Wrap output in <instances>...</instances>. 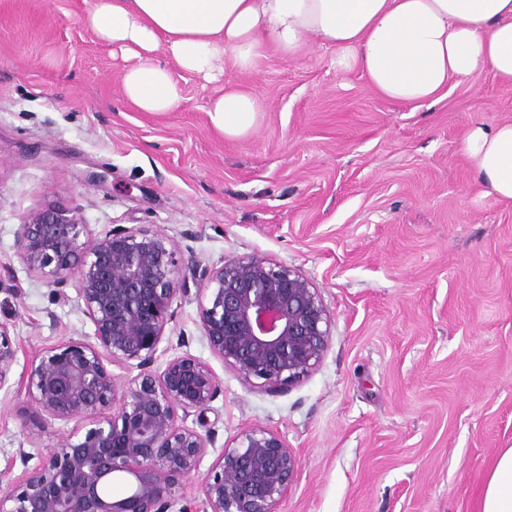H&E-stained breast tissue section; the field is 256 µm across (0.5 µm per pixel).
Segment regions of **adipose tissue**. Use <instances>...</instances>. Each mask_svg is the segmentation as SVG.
Here are the masks:
<instances>
[{"instance_id": "1", "label": "adipose tissue", "mask_w": 512, "mask_h": 512, "mask_svg": "<svg viewBox=\"0 0 512 512\" xmlns=\"http://www.w3.org/2000/svg\"><path fill=\"white\" fill-rule=\"evenodd\" d=\"M83 23L133 58L123 93L144 112L181 107L176 72L216 81L225 60L249 72L267 47L292 56L311 39L332 49L337 72L360 71L395 104L438 100L451 80L486 72L512 82V0H96ZM161 50L176 70L157 63ZM263 110L230 84L207 114L225 137L241 138ZM458 151L486 194L512 201V122L468 125ZM479 499L481 512H512V448L498 455Z\"/></svg>"}]
</instances>
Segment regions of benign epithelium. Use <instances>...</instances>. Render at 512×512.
Returning <instances> with one entry per match:
<instances>
[{"mask_svg": "<svg viewBox=\"0 0 512 512\" xmlns=\"http://www.w3.org/2000/svg\"><path fill=\"white\" fill-rule=\"evenodd\" d=\"M17 254L25 269L60 287L76 279L77 305L95 342L47 348L20 376L44 427L74 419L88 428L60 433L27 473L21 492L0 489V512H278L300 459L282 437L248 427L202 479L200 495L176 496L197 470L214 432L198 425L223 392L206 362L189 354L154 368L172 305L198 292V326L212 354L245 381L268 391L297 383L322 363L331 316L321 294L287 265L252 255L203 266L163 232L113 228L93 237L83 216L47 203L21 224ZM0 323V390L16 361ZM136 367L121 383L106 362ZM116 475L131 478L118 500L105 492Z\"/></svg>", "mask_w": 512, "mask_h": 512, "instance_id": "obj_1", "label": "benign epithelium"}]
</instances>
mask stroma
<instances>
[{"label":"stroma","instance_id":"obj_1","mask_svg":"<svg viewBox=\"0 0 512 512\" xmlns=\"http://www.w3.org/2000/svg\"><path fill=\"white\" fill-rule=\"evenodd\" d=\"M96 0H0V323L11 377L94 327L66 285L30 276L17 239L33 209L61 202L98 235L162 231L201 264L260 255L319 289L331 342L308 378L275 392L224 367L202 340L198 303L175 308L168 355L207 362L223 391L215 446L179 492L245 428L278 433L300 459L279 512H479L478 492L512 447V202L485 194L457 151L472 122H512V83L451 81L435 104L385 101L333 51H267L224 75L265 106L230 139L206 109L220 83L187 75L173 112L122 93L129 63L82 23ZM24 391H0V469L46 449Z\"/></svg>","mask_w":512,"mask_h":512}]
</instances>
